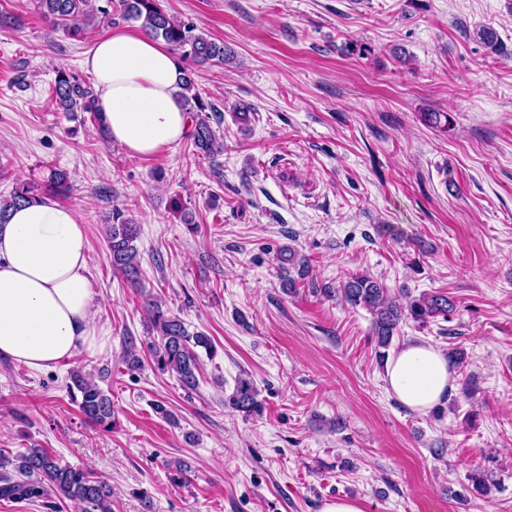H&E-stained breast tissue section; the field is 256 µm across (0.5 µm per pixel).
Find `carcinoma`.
<instances>
[{
  "instance_id": "carcinoma-1",
  "label": "carcinoma",
  "mask_w": 512,
  "mask_h": 512,
  "mask_svg": "<svg viewBox=\"0 0 512 512\" xmlns=\"http://www.w3.org/2000/svg\"><path fill=\"white\" fill-rule=\"evenodd\" d=\"M112 8L102 7L100 21L104 22L117 13L125 20L141 22L147 35L164 41L172 51L181 52L182 57L197 64H222L232 56L224 44L213 40L207 34L195 32L194 26L175 19L160 6V0H107ZM38 8L48 19L52 28H63L70 35L77 36L89 21V0H38ZM179 104L186 112L194 115L193 145L196 152L212 159L223 153L224 144L212 128L220 123L214 105L205 101L195 92L191 72L183 70L178 91ZM97 96L90 85L78 81L66 69L56 71L52 102L59 112H85L98 131L106 133L102 112L99 111ZM38 199L29 183H20L12 194L0 201V224L5 223L9 210L21 203ZM115 223L108 225L107 248L112 270L123 275L133 287H140V259L136 241L140 225L120 216L113 217ZM320 293L332 298L341 296L352 306H361L373 316V336L376 338L380 359H385L383 350L388 348L400 323L410 319L419 324L446 317L453 309L448 296L440 293L424 294L405 304L390 293L382 282L368 274L356 273L336 288L326 286ZM145 305L150 316L153 341L147 344L154 367L165 373L176 375L180 386L186 391L197 389L201 359L197 349L213 350L211 338L203 332H189L184 322L172 314L165 305L147 298ZM70 389L79 394L76 399L84 418L104 431L115 425V411L112 397L94 381L80 372L71 374ZM258 389L249 378H239L233 393L225 404L245 417L262 412L263 403L258 400ZM13 464V473H0V499L33 500L52 497L66 499L74 505L75 512H112L111 491L108 483L88 469L62 463L45 448H28L18 454L15 460L0 457V467Z\"/></svg>"
}]
</instances>
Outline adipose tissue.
<instances>
[{
  "instance_id": "ef3b65f1",
  "label": "adipose tissue",
  "mask_w": 512,
  "mask_h": 512,
  "mask_svg": "<svg viewBox=\"0 0 512 512\" xmlns=\"http://www.w3.org/2000/svg\"><path fill=\"white\" fill-rule=\"evenodd\" d=\"M83 66L95 79L110 140L128 154L151 155L183 139L190 119L176 98L177 60L164 43L115 28L86 51ZM89 267L76 209L45 196L9 211L0 225V358L39 371L106 347ZM385 381L400 404L423 414L446 399L455 378L442 350L411 340L389 360Z\"/></svg>"
}]
</instances>
